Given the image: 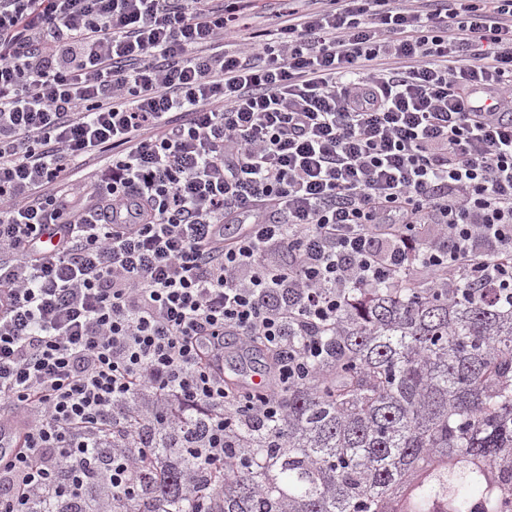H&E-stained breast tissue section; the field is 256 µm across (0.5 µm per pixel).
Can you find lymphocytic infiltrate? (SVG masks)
<instances>
[{"mask_svg":"<svg viewBox=\"0 0 512 512\" xmlns=\"http://www.w3.org/2000/svg\"><path fill=\"white\" fill-rule=\"evenodd\" d=\"M211 2L0 0V512L79 501L98 448L106 495L134 493L172 401L211 409L223 465L346 289H512V0H278L233 50L257 0ZM228 335L269 384L227 385Z\"/></svg>","mask_w":512,"mask_h":512,"instance_id":"1","label":"lymphocytic infiltrate"}]
</instances>
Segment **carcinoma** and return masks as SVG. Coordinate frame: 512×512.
I'll list each match as a JSON object with an SVG mask.
<instances>
[{
    "instance_id": "1",
    "label": "carcinoma",
    "mask_w": 512,
    "mask_h": 512,
    "mask_svg": "<svg viewBox=\"0 0 512 512\" xmlns=\"http://www.w3.org/2000/svg\"><path fill=\"white\" fill-rule=\"evenodd\" d=\"M315 380L288 388L283 417L229 433L224 467L185 482L205 414L155 438L141 488L112 512H486L483 468L512 467V295L462 281L349 288L322 329Z\"/></svg>"
}]
</instances>
